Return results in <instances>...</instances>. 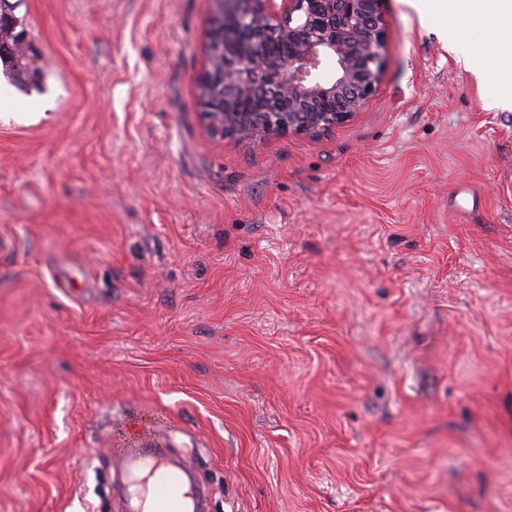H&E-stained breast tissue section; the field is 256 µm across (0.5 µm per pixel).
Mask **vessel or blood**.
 Wrapping results in <instances>:
<instances>
[{
	"mask_svg": "<svg viewBox=\"0 0 512 512\" xmlns=\"http://www.w3.org/2000/svg\"><path fill=\"white\" fill-rule=\"evenodd\" d=\"M121 471L131 488L125 512H200L198 501L186 493L189 471L172 462L160 445L127 452Z\"/></svg>",
	"mask_w": 512,
	"mask_h": 512,
	"instance_id": "b4317fda",
	"label": "vessel or blood"
}]
</instances>
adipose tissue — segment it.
Segmentation results:
<instances>
[{
    "instance_id": "1",
    "label": "adipose tissue",
    "mask_w": 512,
    "mask_h": 512,
    "mask_svg": "<svg viewBox=\"0 0 512 512\" xmlns=\"http://www.w3.org/2000/svg\"><path fill=\"white\" fill-rule=\"evenodd\" d=\"M489 22V50L495 56L498 71L512 70L507 54L512 53V0H446L444 7L449 15H456L459 7Z\"/></svg>"
}]
</instances>
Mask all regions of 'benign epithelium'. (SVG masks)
Wrapping results in <instances>:
<instances>
[{"label": "benign epithelium", "instance_id": "1", "mask_svg": "<svg viewBox=\"0 0 512 512\" xmlns=\"http://www.w3.org/2000/svg\"><path fill=\"white\" fill-rule=\"evenodd\" d=\"M195 77L206 131L219 139L317 138L364 108L380 80L381 0H213ZM228 46L216 52L217 38Z\"/></svg>", "mask_w": 512, "mask_h": 512}]
</instances>
